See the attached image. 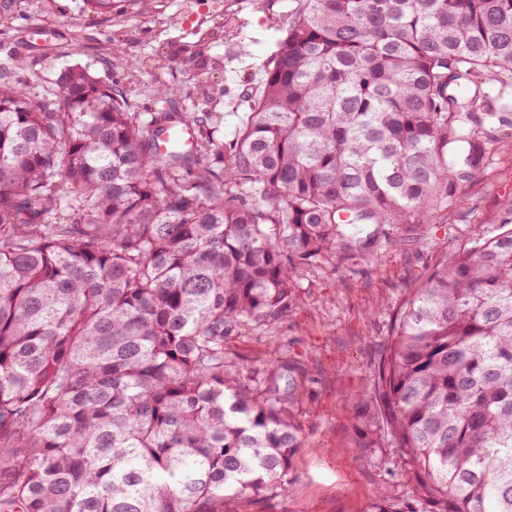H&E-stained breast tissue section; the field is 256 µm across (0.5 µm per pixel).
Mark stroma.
Returning <instances> with one entry per match:
<instances>
[{"instance_id": "35a3bbf8", "label": "stroma", "mask_w": 512, "mask_h": 512, "mask_svg": "<svg viewBox=\"0 0 512 512\" xmlns=\"http://www.w3.org/2000/svg\"><path fill=\"white\" fill-rule=\"evenodd\" d=\"M115 0L111 13L85 0H0V62L23 61L16 79L48 81L80 64L112 87H127L139 112H199L224 116L231 131L248 116L245 100L260 93L285 34L294 0ZM142 61L135 78L112 66L113 47ZM181 88L173 99L156 88ZM480 110L492 147L478 168L458 179L463 205L438 203L428 224H400L390 240L336 253L303 273L287 316L265 335L231 336L225 357L250 365L254 377L272 367L304 380L297 417L307 442L287 475V496L244 500L238 512H368L378 490L412 497L413 475L393 448L350 449L373 400L378 364L392 342V321L412 290L444 259L512 230V75L480 85Z\"/></svg>"}]
</instances>
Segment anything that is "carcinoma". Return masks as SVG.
<instances>
[{
	"label": "carcinoma",
	"mask_w": 512,
	"mask_h": 512,
	"mask_svg": "<svg viewBox=\"0 0 512 512\" xmlns=\"http://www.w3.org/2000/svg\"><path fill=\"white\" fill-rule=\"evenodd\" d=\"M0 63V512H237L288 491L304 381L224 339L299 275L428 224L489 150L453 89L512 73V0H296L263 91L133 112L80 65L40 101ZM188 125L195 139L160 142ZM363 224L372 225L367 232ZM351 448H398L413 498L512 512V231L438 265L396 317Z\"/></svg>",
	"instance_id": "cac0c4a2"
}]
</instances>
